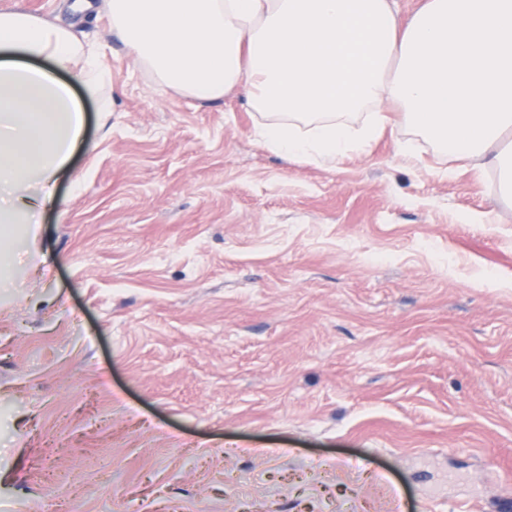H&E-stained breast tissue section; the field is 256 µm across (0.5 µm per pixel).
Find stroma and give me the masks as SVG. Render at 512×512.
<instances>
[{
	"label": "stroma",
	"mask_w": 512,
	"mask_h": 512,
	"mask_svg": "<svg viewBox=\"0 0 512 512\" xmlns=\"http://www.w3.org/2000/svg\"><path fill=\"white\" fill-rule=\"evenodd\" d=\"M0 265V512H501L512 201L405 127L284 162L135 68Z\"/></svg>",
	"instance_id": "1"
}]
</instances>
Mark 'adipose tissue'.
<instances>
[{
    "instance_id": "obj_1",
    "label": "adipose tissue",
    "mask_w": 512,
    "mask_h": 512,
    "mask_svg": "<svg viewBox=\"0 0 512 512\" xmlns=\"http://www.w3.org/2000/svg\"><path fill=\"white\" fill-rule=\"evenodd\" d=\"M113 32L158 87L238 92L284 161L333 164L402 122L494 170L512 196V0H107ZM96 48L22 9L0 11V225L32 223L85 121L74 89L111 83Z\"/></svg>"
}]
</instances>
